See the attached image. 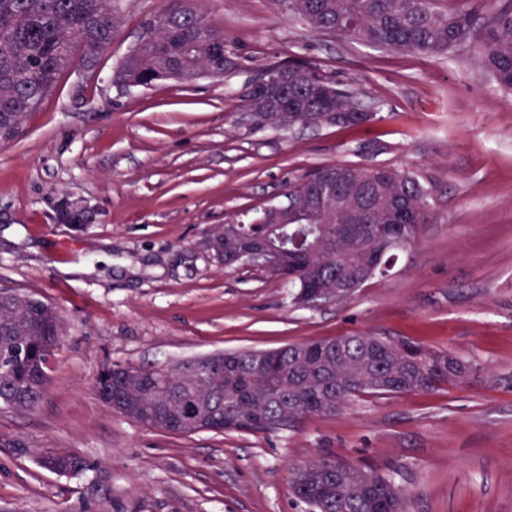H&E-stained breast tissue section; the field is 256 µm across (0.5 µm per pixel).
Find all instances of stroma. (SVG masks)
Returning a JSON list of instances; mask_svg holds the SVG:
<instances>
[{
	"instance_id": "obj_1",
	"label": "stroma",
	"mask_w": 512,
	"mask_h": 512,
	"mask_svg": "<svg viewBox=\"0 0 512 512\" xmlns=\"http://www.w3.org/2000/svg\"><path fill=\"white\" fill-rule=\"evenodd\" d=\"M122 7L97 71L66 72L0 144V291L34 293L65 325L39 406L0 405V436L29 444L0 447V512H310L291 472L324 453L387 474L409 512H512V94L481 73L471 43L437 56L356 44L286 0H203L231 68L127 88L113 71L158 0ZM293 60L329 72L377 120L253 124L248 86ZM330 164L392 167L428 189L429 220L387 276L299 308L260 266L211 258L214 225L250 223ZM64 197L90 208L84 231L57 223ZM357 333L445 350L475 371L272 434H172L93 391L108 364L170 369ZM44 448L88 468L42 469Z\"/></svg>"
}]
</instances>
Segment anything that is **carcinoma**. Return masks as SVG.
<instances>
[{
  "label": "carcinoma",
  "instance_id": "obj_1",
  "mask_svg": "<svg viewBox=\"0 0 512 512\" xmlns=\"http://www.w3.org/2000/svg\"><path fill=\"white\" fill-rule=\"evenodd\" d=\"M441 0H288L289 9L313 28L351 42L425 56L459 44L474 45L482 72L512 91V3L466 0L452 13ZM121 0H0V128L8 140L24 118L56 88L71 67L95 70L119 32ZM224 32L200 10L198 0H162L147 17L136 44L119 62L116 80L148 88L171 72L220 64L226 70ZM272 73L274 87L251 84L244 95L257 125L353 126L375 117L353 94L323 71L302 64ZM332 177L336 197L320 199L316 188ZM429 193L406 172L379 166L328 165L291 184L286 205L320 206L309 224H219L212 237L240 243L263 240L286 255L273 273L296 288L293 303L308 306L311 286L334 288L354 271L358 287L385 274L399 252L412 246L428 222ZM412 217L397 240L371 235L341 237L352 209L366 205L365 223L383 222L393 206ZM63 321L53 306L33 294L0 292V404L32 410L42 401L50 357L60 345ZM209 372L190 368L159 372L107 365L95 382L100 400L128 419L176 434L200 431L274 433L310 414L334 415L366 396L392 397L458 383L472 367L446 351L410 341L347 335L313 339L271 351H241L208 357ZM38 464L59 475L77 474L87 462L50 448ZM294 493L313 512H407L408 493L381 473L320 456L293 469Z\"/></svg>",
  "mask_w": 512,
  "mask_h": 512
}]
</instances>
